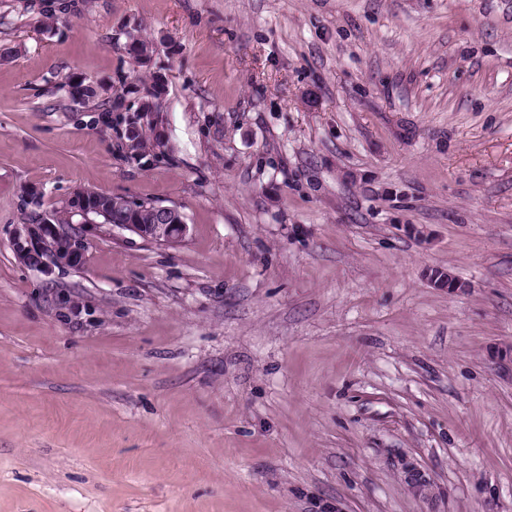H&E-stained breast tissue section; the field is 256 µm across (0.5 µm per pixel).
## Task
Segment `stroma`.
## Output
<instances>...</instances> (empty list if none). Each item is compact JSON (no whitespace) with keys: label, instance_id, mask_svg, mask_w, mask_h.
<instances>
[{"label":"stroma","instance_id":"1","mask_svg":"<svg viewBox=\"0 0 512 512\" xmlns=\"http://www.w3.org/2000/svg\"><path fill=\"white\" fill-rule=\"evenodd\" d=\"M46 2L0 0V512H512V0ZM150 70L130 164L61 82ZM28 186L190 230L49 283ZM51 304L58 312V315L64 319L80 314L84 310L90 312L88 306L69 291H59L52 294Z\"/></svg>","mask_w":512,"mask_h":512}]
</instances>
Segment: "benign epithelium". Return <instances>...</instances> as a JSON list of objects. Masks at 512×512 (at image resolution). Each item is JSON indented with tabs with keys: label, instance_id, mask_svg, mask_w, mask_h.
<instances>
[{
	"label": "benign epithelium",
	"instance_id": "obj_1",
	"mask_svg": "<svg viewBox=\"0 0 512 512\" xmlns=\"http://www.w3.org/2000/svg\"><path fill=\"white\" fill-rule=\"evenodd\" d=\"M85 81H73L68 88L70 106L83 108ZM107 194L89 198L83 191L70 198L76 214L82 217L80 224H54L46 219L40 224H22L15 231L13 249L17 257L30 269L50 277L79 267L84 260L93 237L103 233L131 232L145 241L174 244L184 239L189 227L182 217L168 206L153 204L150 223H139L136 201L124 199L114 207L125 208L124 216L130 218L126 224H98L93 215L103 211ZM51 304L58 315L67 319L88 309V306L69 291H59L51 296Z\"/></svg>",
	"mask_w": 512,
	"mask_h": 512
}]
</instances>
